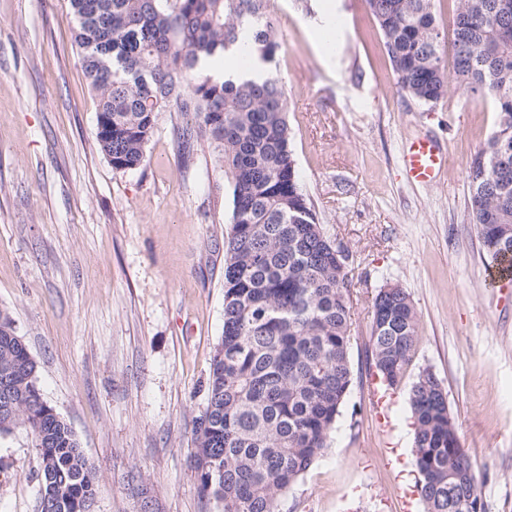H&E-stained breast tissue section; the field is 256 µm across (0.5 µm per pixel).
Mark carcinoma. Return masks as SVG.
<instances>
[{
  "label": "carcinoma",
  "mask_w": 512,
  "mask_h": 512,
  "mask_svg": "<svg viewBox=\"0 0 512 512\" xmlns=\"http://www.w3.org/2000/svg\"><path fill=\"white\" fill-rule=\"evenodd\" d=\"M398 90L425 104L454 88L493 99L497 124L468 168L470 214L483 250L512 262V0H454L449 28L434 0H364ZM269 0H70L75 42L97 92L98 149L117 170L146 162L162 112H193L232 185L224 241V335L194 430L201 494L224 512H277L281 496L327 449L352 385L350 253L323 232L300 189L285 90L216 78L207 59L243 50L261 62L279 48ZM0 310V362L25 366L17 423L52 460L57 512H86L96 477L74 431L48 414L35 422L38 368L13 344ZM419 322L409 294L389 285L371 305L370 358L396 388L412 361ZM418 491L427 512H486L441 381L420 372L411 389Z\"/></svg>",
  "instance_id": "cac0c4a2"
}]
</instances>
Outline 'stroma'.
<instances>
[{"mask_svg": "<svg viewBox=\"0 0 512 512\" xmlns=\"http://www.w3.org/2000/svg\"><path fill=\"white\" fill-rule=\"evenodd\" d=\"M322 2L270 0L280 47L269 68L302 190L352 256L354 382L329 449L279 512H425L409 405L423 370L445 388L487 512H512V280L487 278L467 178L496 128L494 103L398 92L363 0H341L324 61L312 43ZM74 30L69 0H0V308L96 471L93 512H141L145 490L154 512H223L201 496L191 454L224 331L231 182L191 113L160 114L147 163L114 169L96 145L98 97ZM419 136L447 152L432 186L402 167ZM387 284L410 295L420 332L382 415L368 347L372 298ZM38 490V452L19 425L0 436V512H37Z\"/></svg>", "mask_w": 512, "mask_h": 512, "instance_id": "1", "label": "stroma"}]
</instances>
